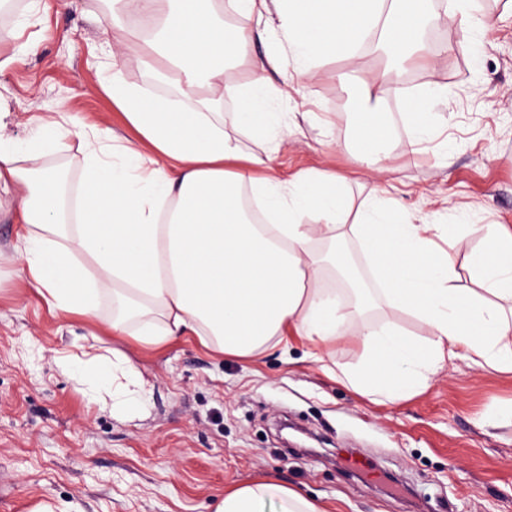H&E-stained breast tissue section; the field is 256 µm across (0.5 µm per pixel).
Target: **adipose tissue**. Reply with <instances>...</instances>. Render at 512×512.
I'll return each instance as SVG.
<instances>
[{"label": "adipose tissue", "mask_w": 512, "mask_h": 512, "mask_svg": "<svg viewBox=\"0 0 512 512\" xmlns=\"http://www.w3.org/2000/svg\"><path fill=\"white\" fill-rule=\"evenodd\" d=\"M113 14L137 6L158 41L126 30L98 86L121 111L132 137H114L79 117L35 120L29 138L4 133L9 110L0 102V214L19 224L18 275L26 288L62 316H93L112 298L107 326L120 336L161 345L189 332L214 351L254 359L296 337L320 350L349 336L362 349L355 367H326L358 394L395 401L425 391L445 364L461 360L512 374V225H482L479 250L464 255L439 244L464 237L466 224H434L404 209L390 191L369 197L347 223L345 178L307 169L282 179L275 168L301 121L329 123L328 114L295 115L289 89L313 79L315 58H341L356 74L355 137L344 144L360 167L384 173L394 114L386 104L388 75L432 67L439 58L420 42L424 26H456L477 43L490 25L473 0H428L408 8L388 0H227L248 19L233 34L212 0H109ZM269 34L288 48L290 65L256 55ZM385 57L368 70L370 49ZM170 87L149 97L123 75L127 56ZM250 79L226 80L228 63ZM236 99V121L255 124L263 153L244 151L224 129L225 95ZM84 145L78 218L60 219V178L44 165L49 153ZM355 240L378 284L376 292L342 289L324 280L351 258L336 243ZM388 306L409 315L423 335L395 322L366 319ZM55 362L96 392L98 383L120 406L139 405L144 384L124 357L75 355ZM214 512H322L272 478L225 491Z\"/></svg>", "instance_id": "adipose-tissue-1"}]
</instances>
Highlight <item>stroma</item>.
<instances>
[{"label":"stroma","mask_w":512,"mask_h":512,"mask_svg":"<svg viewBox=\"0 0 512 512\" xmlns=\"http://www.w3.org/2000/svg\"><path fill=\"white\" fill-rule=\"evenodd\" d=\"M505 0H478L495 16L476 45L457 28L433 29L443 55L436 69H413L392 84L397 112L387 171L369 174L329 148L352 138L349 95L334 74L339 59L317 62L316 76L292 93L293 112H326L333 125L304 123L276 160L281 178L305 169L346 177L353 202L394 186L402 206L430 215L447 201L449 219L465 203L485 222L512 225V17ZM37 42L26 64L0 76L10 114L6 134L28 137L31 119L76 115L128 135L99 89L112 19L94 0H47L31 23L26 0L0 18V51L16 28ZM443 87L434 107L450 168L434 166L409 133L404 94ZM16 225L0 220V512H30L41 502H78L83 512H213L225 489L270 476L341 512H512V375L457 363L411 398L379 404L328 377L299 341L242 361L192 335L154 347L104 326L97 316L53 314L16 272ZM127 357L147 382V411L91 399L61 370L55 350Z\"/></svg>","instance_id":"stroma-1"}]
</instances>
